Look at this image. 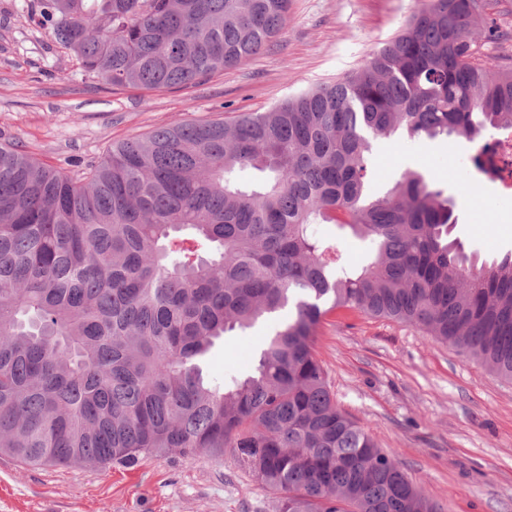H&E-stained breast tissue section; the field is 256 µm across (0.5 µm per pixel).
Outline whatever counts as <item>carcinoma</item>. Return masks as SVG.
<instances>
[{
	"label": "carcinoma",
	"mask_w": 512,
	"mask_h": 512,
	"mask_svg": "<svg viewBox=\"0 0 512 512\" xmlns=\"http://www.w3.org/2000/svg\"><path fill=\"white\" fill-rule=\"evenodd\" d=\"M290 0H30L31 18L118 87L189 86L270 46ZM486 0H418L354 73L232 122L189 121L71 176L0 145V454L130 465L231 450L280 512H442L337 405L314 344L352 309L412 325L512 381V253L477 266L452 201L408 171L367 185L397 134H512V62ZM240 169L264 174L243 188ZM334 224L371 243L358 267ZM288 311L254 372L211 384L216 340ZM317 230L321 236L327 239L336 238L346 261L352 265L361 263L369 250L370 245L367 241L342 239L339 235L338 229L333 224H320L317 226Z\"/></svg>",
	"instance_id": "cac0c4a2"
}]
</instances>
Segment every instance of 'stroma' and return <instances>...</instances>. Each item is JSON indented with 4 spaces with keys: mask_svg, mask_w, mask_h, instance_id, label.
<instances>
[{
    "mask_svg": "<svg viewBox=\"0 0 512 512\" xmlns=\"http://www.w3.org/2000/svg\"><path fill=\"white\" fill-rule=\"evenodd\" d=\"M0 0V143L73 174L112 145L191 120H229L356 71L405 24L417 0H290L273 46L184 88L116 87ZM475 142L381 140L368 173L387 191L410 169L447 189L467 254L512 251V196L480 180ZM267 334L216 341L204 372L217 385L250 374ZM315 355L338 406L365 427L443 512H512V383L448 344L392 320L339 309ZM0 512H279V497L232 455L172 452L131 467L31 466L0 455Z\"/></svg>",
    "mask_w": 512,
    "mask_h": 512,
    "instance_id": "obj_1",
    "label": "stroma"
}]
</instances>
